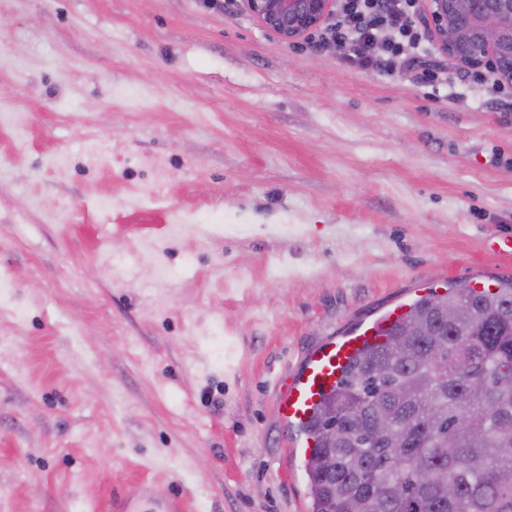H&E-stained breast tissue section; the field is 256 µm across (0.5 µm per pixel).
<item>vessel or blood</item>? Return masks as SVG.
I'll list each match as a JSON object with an SVG mask.
<instances>
[{
  "label": "vessel or blood",
  "mask_w": 512,
  "mask_h": 512,
  "mask_svg": "<svg viewBox=\"0 0 512 512\" xmlns=\"http://www.w3.org/2000/svg\"><path fill=\"white\" fill-rule=\"evenodd\" d=\"M381 339L380 327L372 325L319 346L280 395L278 410L282 417L298 424L307 422L322 396L338 383L356 353Z\"/></svg>",
  "instance_id": "vessel-or-blood-1"
}]
</instances>
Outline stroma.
<instances>
[{
    "label": "stroma",
    "mask_w": 512,
    "mask_h": 512,
    "mask_svg": "<svg viewBox=\"0 0 512 512\" xmlns=\"http://www.w3.org/2000/svg\"><path fill=\"white\" fill-rule=\"evenodd\" d=\"M241 0H0V512H309L277 400L430 285L512 280V87ZM166 279H158L157 269ZM259 25L295 45L320 28L338 0H243Z\"/></svg>",
    "instance_id": "stroma-1"
}]
</instances>
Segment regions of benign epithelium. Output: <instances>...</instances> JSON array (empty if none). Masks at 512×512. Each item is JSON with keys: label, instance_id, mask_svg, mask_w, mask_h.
Segmentation results:
<instances>
[{"label": "benign epithelium", "instance_id": "obj_1", "mask_svg": "<svg viewBox=\"0 0 512 512\" xmlns=\"http://www.w3.org/2000/svg\"><path fill=\"white\" fill-rule=\"evenodd\" d=\"M338 0H244L259 25L289 45L320 28ZM436 51L512 86V0H417Z\"/></svg>", "mask_w": 512, "mask_h": 512}]
</instances>
